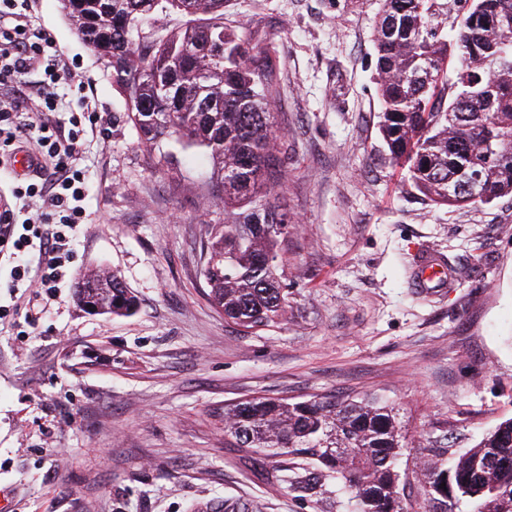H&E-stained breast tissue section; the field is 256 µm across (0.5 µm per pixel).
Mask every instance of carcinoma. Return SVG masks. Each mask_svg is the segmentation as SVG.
Here are the masks:
<instances>
[{
    "instance_id": "obj_1",
    "label": "carcinoma",
    "mask_w": 512,
    "mask_h": 512,
    "mask_svg": "<svg viewBox=\"0 0 512 512\" xmlns=\"http://www.w3.org/2000/svg\"><path fill=\"white\" fill-rule=\"evenodd\" d=\"M66 17L112 72L125 122L158 165L179 170L202 152L212 167L186 170L200 196L224 202V223L202 241L209 299L248 330L279 323L288 215L271 201L282 178L283 133L273 103L280 60L271 39L224 28L226 0H60ZM451 35L437 0H383L375 30L380 132L390 161L437 205L463 207L512 195V30L494 36L512 0H464ZM160 8L187 17L147 44L141 27ZM453 79H448V68ZM481 178L478 200L451 192L462 171ZM78 300L101 314L129 316L136 296L117 274L88 273ZM224 437L242 457L276 459L294 490L333 483L357 512H512V418L458 452L435 438L415 463L416 497L399 459L405 435L394 407L374 394L308 399L254 396L224 404ZM446 487H441V484Z\"/></svg>"
}]
</instances>
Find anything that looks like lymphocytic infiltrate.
Segmentation results:
<instances>
[{
	"instance_id": "lymphocytic-infiltrate-1",
	"label": "lymphocytic infiltrate",
	"mask_w": 512,
	"mask_h": 512,
	"mask_svg": "<svg viewBox=\"0 0 512 512\" xmlns=\"http://www.w3.org/2000/svg\"><path fill=\"white\" fill-rule=\"evenodd\" d=\"M18 2L0 0V84L17 81L36 68L43 69L45 79L37 94L17 90L0 96V164L22 151L35 155L32 180L15 194L20 200L38 199L39 204L21 215L10 207L0 209V258L12 264V287L51 297L70 273L73 243L87 220L84 174L77 165L84 129L73 125L63 140L34 137L35 122L56 111L58 87L71 74L51 52V34L32 32Z\"/></svg>"
}]
</instances>
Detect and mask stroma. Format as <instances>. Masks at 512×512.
<instances>
[{
	"label": "stroma",
	"instance_id": "obj_1",
	"mask_svg": "<svg viewBox=\"0 0 512 512\" xmlns=\"http://www.w3.org/2000/svg\"><path fill=\"white\" fill-rule=\"evenodd\" d=\"M381 0H227L224 24L271 33L281 60L274 110L285 134V318L256 333L207 298L201 243L224 221L158 172L93 49L59 0H25L92 92L60 86L59 133L95 123L78 165L89 220L75 272L116 271L140 307L84 310L0 288V491L7 512H354L242 460L224 441L226 403L256 395L374 393L408 432L466 449L512 418V196L435 205L389 159L379 132L373 39ZM453 269L412 288L421 255Z\"/></svg>",
	"mask_w": 512,
	"mask_h": 512
}]
</instances>
